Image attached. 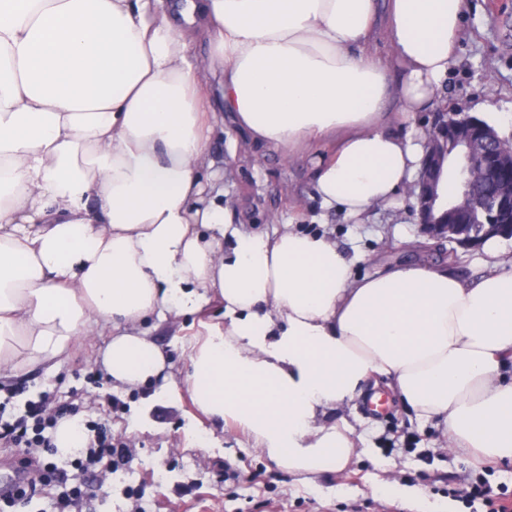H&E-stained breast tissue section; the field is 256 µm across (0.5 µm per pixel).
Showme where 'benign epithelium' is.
Masks as SVG:
<instances>
[{
    "mask_svg": "<svg viewBox=\"0 0 512 512\" xmlns=\"http://www.w3.org/2000/svg\"><path fill=\"white\" fill-rule=\"evenodd\" d=\"M427 135L425 170L415 183L413 212L423 235L464 247H475L490 237H512V190L491 192L494 171L502 162V148L512 143L502 138L491 143L482 140L484 131L475 122L465 123L462 112H431L424 126ZM454 146L467 159L464 170L468 191L458 197L444 214L436 217L442 201L439 195L440 179L447 175L448 148ZM478 208L482 221L478 231L458 217L472 208Z\"/></svg>",
    "mask_w": 512,
    "mask_h": 512,
    "instance_id": "7a95c632",
    "label": "benign epithelium"
}]
</instances>
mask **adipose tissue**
Segmentation results:
<instances>
[{
	"label": "adipose tissue",
	"mask_w": 512,
	"mask_h": 512,
	"mask_svg": "<svg viewBox=\"0 0 512 512\" xmlns=\"http://www.w3.org/2000/svg\"><path fill=\"white\" fill-rule=\"evenodd\" d=\"M466 9L388 0L392 82L370 50L374 0H0V377L98 329L113 387L164 395L150 322L196 316L192 401L288 472L348 467L361 438L326 412L375 376L457 455L512 464V272L354 275L328 236L236 223L211 159L232 115L254 141L322 154L320 209L365 223L418 175L416 115Z\"/></svg>",
	"instance_id": "1"
}]
</instances>
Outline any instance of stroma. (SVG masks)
I'll list each match as a JSON object with an SVG mask.
<instances>
[{
    "mask_svg": "<svg viewBox=\"0 0 512 512\" xmlns=\"http://www.w3.org/2000/svg\"><path fill=\"white\" fill-rule=\"evenodd\" d=\"M468 2L470 36L439 97L448 111L492 116L501 136L512 139V0ZM238 137L232 122H225L213 139L212 157L224 171V188L241 222L272 229L298 220L302 231L337 241L361 274L415 260L411 245L421 234L408 192L400 193L399 208L375 211L368 223L355 224L321 212L312 196L314 157L289 159L266 145L237 148ZM194 332L179 319L156 330L179 385L166 397L149 400L141 389L98 387L105 372L95 356L108 342L104 335L67 350L56 370L39 365L0 381L8 418L23 416L28 401L46 394L80 417L108 420L113 436L129 449V478L113 482L108 496H86L83 512H413L414 503L398 493L402 485L418 487L448 512H485L482 503L465 497L479 474L512 500L511 464L456 458L435 422L417 420L394 400L381 412L362 402L347 414L371 455L341 475L302 482L255 448L247 433L210 420L193 404L183 346ZM161 470L170 474L163 484L156 478Z\"/></svg>",
    "mask_w": 512,
    "mask_h": 512,
    "instance_id": "35a3bbf8",
    "label": "stroma"
}]
</instances>
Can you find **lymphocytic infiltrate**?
Wrapping results in <instances>:
<instances>
[{
  "label": "lymphocytic infiltrate",
  "mask_w": 512,
  "mask_h": 512,
  "mask_svg": "<svg viewBox=\"0 0 512 512\" xmlns=\"http://www.w3.org/2000/svg\"><path fill=\"white\" fill-rule=\"evenodd\" d=\"M5 403L0 402V451L14 459L16 465L31 475L20 484L15 494L0 498V512H14L16 505L27 503L39 494L40 488L54 484L64 485V492L53 502L54 512H78L83 501L82 485L66 487L67 468L82 472L108 473L116 466L118 456L124 455V443L116 441L107 422L89 420L85 428L88 444L79 455L68 462L67 468L42 462L40 451L54 447L53 438L59 420L66 417L63 408L53 406L49 398L30 402L24 418L5 420Z\"/></svg>",
  "instance_id": "f902f5d3"
}]
</instances>
